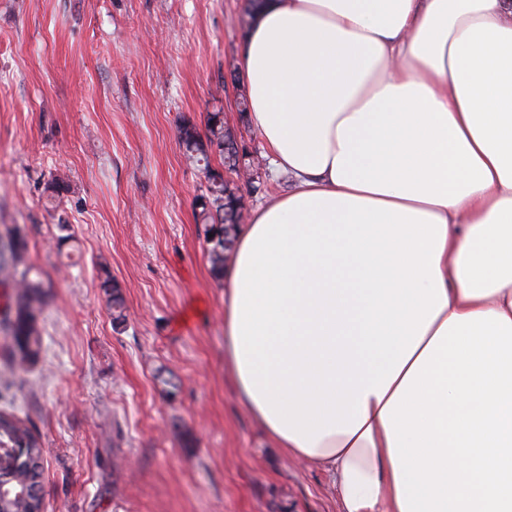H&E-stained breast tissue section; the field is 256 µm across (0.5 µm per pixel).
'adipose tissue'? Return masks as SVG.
Returning <instances> with one entry per match:
<instances>
[{
    "mask_svg": "<svg viewBox=\"0 0 512 512\" xmlns=\"http://www.w3.org/2000/svg\"><path fill=\"white\" fill-rule=\"evenodd\" d=\"M224 363L340 512H512V0H263Z\"/></svg>",
    "mask_w": 512,
    "mask_h": 512,
    "instance_id": "1",
    "label": "adipose tissue"
}]
</instances>
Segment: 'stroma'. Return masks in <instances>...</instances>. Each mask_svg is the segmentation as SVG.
<instances>
[{"mask_svg":"<svg viewBox=\"0 0 512 512\" xmlns=\"http://www.w3.org/2000/svg\"><path fill=\"white\" fill-rule=\"evenodd\" d=\"M245 5L0 0V235L54 283L40 357L0 366V407L42 439L47 512H339L327 474L272 448L236 396L204 170L180 142L183 120L223 113L255 162L244 212L292 187L237 110Z\"/></svg>","mask_w":512,"mask_h":512,"instance_id":"obj_1","label":"stroma"}]
</instances>
